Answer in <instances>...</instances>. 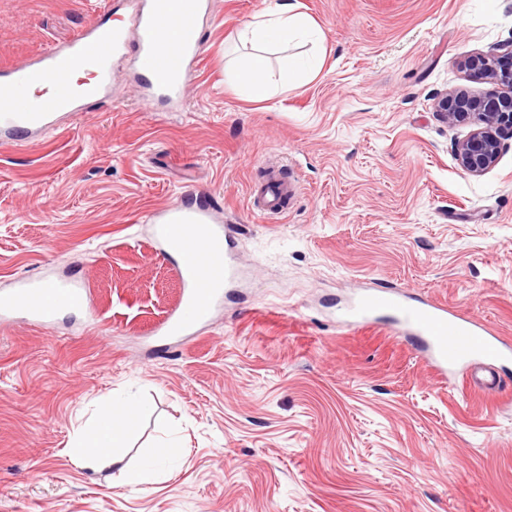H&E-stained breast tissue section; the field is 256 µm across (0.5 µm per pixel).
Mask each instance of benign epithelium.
I'll use <instances>...</instances> for the list:
<instances>
[{
    "mask_svg": "<svg viewBox=\"0 0 512 512\" xmlns=\"http://www.w3.org/2000/svg\"><path fill=\"white\" fill-rule=\"evenodd\" d=\"M464 66L481 78L505 87L492 97L463 90L438 97V111L449 123L474 126L465 139L455 142L454 152L464 171L481 175L496 165L502 140L512 135V40L501 45L497 53L466 57Z\"/></svg>",
    "mask_w": 512,
    "mask_h": 512,
    "instance_id": "benign-epithelium-1",
    "label": "benign epithelium"
}]
</instances>
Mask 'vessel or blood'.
Instances as JSON below:
<instances>
[{
	"instance_id": "1",
	"label": "vessel or blood",
	"mask_w": 512,
	"mask_h": 512,
	"mask_svg": "<svg viewBox=\"0 0 512 512\" xmlns=\"http://www.w3.org/2000/svg\"><path fill=\"white\" fill-rule=\"evenodd\" d=\"M205 8L204 0H139L125 27L116 25L107 9L69 44L51 47L29 64L1 67L0 141H30L33 132L54 128L77 103L103 98L109 63L129 52L148 81L145 106L181 99L198 58ZM74 67L90 71L91 81L74 87L67 77ZM38 83L48 85V93L29 95ZM297 190L296 183L270 174L267 186L252 196L251 208L265 218L283 215L285 199ZM187 198V203L156 209L149 217L164 252L177 256L184 282L182 301L164 323L168 336L194 335L213 306L223 301L225 287L237 273L225 245L227 228L218 221L215 207L194 191ZM86 299L83 286L72 280L23 282L0 296V320L20 313L28 323L46 328L60 313L83 309ZM348 312L359 320L381 314L393 318L439 375L469 368L477 384L491 390L503 385L492 367L512 356V345L473 317L377 286L364 288Z\"/></svg>"
}]
</instances>
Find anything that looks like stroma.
Here are the masks:
<instances>
[{"label": "stroma", "instance_id": "1", "mask_svg": "<svg viewBox=\"0 0 512 512\" xmlns=\"http://www.w3.org/2000/svg\"><path fill=\"white\" fill-rule=\"evenodd\" d=\"M106 0H0V66L72 40ZM285 0H208L180 105L141 104L131 57L105 99L34 146L0 144V292L83 282L94 317L0 325V512H512V388L442 381L381 319L367 283L428 295L512 339V139L463 171L470 132L439 92L495 84L458 65L512 39V0H295L318 73L248 100L225 74L240 27ZM298 182L248 207L265 162ZM189 189L237 228L233 295L186 343L157 335L182 283L146 216ZM144 411L124 462L176 438L151 483L119 486L68 448L103 402ZM269 183L258 195L251 197L253 212L264 218L281 216L285 213L284 200L288 195L294 196L298 187L296 183L281 179L274 170L270 171Z\"/></svg>", "mask_w": 512, "mask_h": 512}]
</instances>
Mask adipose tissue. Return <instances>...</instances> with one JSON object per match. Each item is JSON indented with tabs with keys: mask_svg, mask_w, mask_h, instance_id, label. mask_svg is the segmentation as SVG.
Wrapping results in <instances>:
<instances>
[{
	"mask_svg": "<svg viewBox=\"0 0 512 512\" xmlns=\"http://www.w3.org/2000/svg\"><path fill=\"white\" fill-rule=\"evenodd\" d=\"M315 22L297 5H289L277 17L246 24L240 38L260 49L275 45L286 49L298 38L316 34ZM231 83L241 86L253 101L266 100L270 93L271 75L263 54L250 55L229 76ZM139 413L131 401L109 402L102 405L91 427L80 430L70 450V456L83 467L99 470L121 462L120 451L126 445L131 420Z\"/></svg>",
	"mask_w": 512,
	"mask_h": 512,
	"instance_id": "obj_1",
	"label": "adipose tissue"
}]
</instances>
